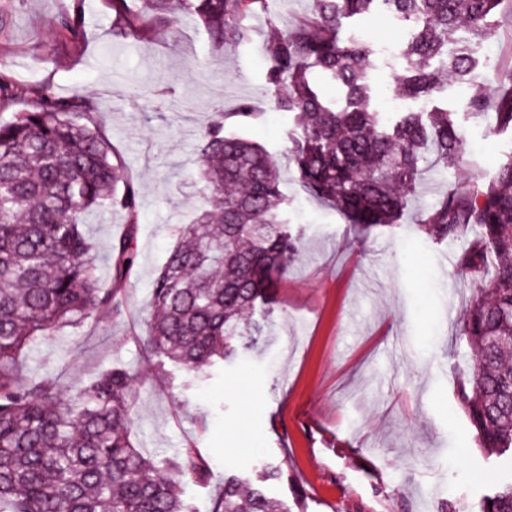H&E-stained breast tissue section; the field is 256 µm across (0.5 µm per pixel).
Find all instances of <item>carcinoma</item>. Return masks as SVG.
Listing matches in <instances>:
<instances>
[{
	"label": "carcinoma",
	"mask_w": 512,
	"mask_h": 512,
	"mask_svg": "<svg viewBox=\"0 0 512 512\" xmlns=\"http://www.w3.org/2000/svg\"><path fill=\"white\" fill-rule=\"evenodd\" d=\"M266 0H141L147 33L173 10L194 14L211 40L232 52L244 36L242 21ZM502 0H313L309 19L273 34L264 44L263 94L279 112L297 113L299 135L289 150L299 179L348 223L393 224L420 174L465 160L463 134L448 110L405 112L393 124L373 106L368 71L359 62L373 50L343 42L345 18L384 8L410 22L402 51L400 98L432 96L442 72L461 83L474 66L458 44L464 29L476 41L489 36L488 19ZM83 0L55 20L77 37ZM334 81L327 100L312 79ZM23 94L0 70V108ZM29 108L0 118V512H188L180 485L212 479L193 447L181 449L161 473L131 438L136 375L110 367L79 384L66 400L50 378L21 375L22 351L63 326L122 314L121 285L133 270L139 193L120 166L94 113L78 94L60 98L44 86L28 90ZM479 116L493 110L488 135L512 132V89L495 96L472 91ZM225 113H213L201 133L197 160L206 195L195 225L168 252L151 294L147 351L200 373L232 358L241 316L267 295L295 250L283 217L275 161L252 140L225 131ZM96 209L120 212L126 231L111 245L114 286L97 274L85 217ZM439 240H462L461 275L485 282L461 320V335L475 353L456 397L475 430L479 448L507 457V475L479 502V512H512V152L485 182L454 186L419 220ZM503 337L493 345L490 338ZM284 476L269 465L259 484L244 489L235 474L212 512H288L263 484Z\"/></svg>",
	"instance_id": "cac0c4a2"
}]
</instances>
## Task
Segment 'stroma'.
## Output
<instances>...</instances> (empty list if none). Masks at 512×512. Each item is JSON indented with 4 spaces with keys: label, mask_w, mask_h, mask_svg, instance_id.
Returning a JSON list of instances; mask_svg holds the SVG:
<instances>
[{
    "label": "stroma",
    "mask_w": 512,
    "mask_h": 512,
    "mask_svg": "<svg viewBox=\"0 0 512 512\" xmlns=\"http://www.w3.org/2000/svg\"><path fill=\"white\" fill-rule=\"evenodd\" d=\"M70 4L0 0V68L96 108L113 162L139 191V258L122 285L123 314L59 328L26 350V375L68 386L111 366L141 374L132 434L159 463L196 445L214 473L210 484H182L198 512H210L225 473L252 477L270 464L288 471L269 485L270 495L305 512H437L442 503L450 512H478L498 470L477 447L456 389L471 365L460 318L482 284L452 262L440 266L463 243L435 240L418 221L449 185L484 178L512 150V135L487 136L486 120L467 102L469 88L496 91L512 69V0L491 15L468 84L444 82L433 97L465 135L463 165L441 177L424 173L397 223L367 229L305 189L288 160L295 118L275 112L262 94L268 31L294 28L311 14V0H267L228 54L197 17L179 11L132 38L133 15L119 14L111 0H86L78 38L56 36L52 22ZM337 35L372 46L380 112L423 110L419 101L393 102L402 65L379 52L401 47L408 22L381 11L343 20ZM244 99L258 113L246 124L235 114ZM219 107L226 130L255 140L277 163L297 244L271 299L250 314L261 335L235 361L194 377L160 364L142 338L156 274L203 196L195 160ZM125 228L116 212L89 219L103 284L111 282L110 243Z\"/></svg>",
    "instance_id": "35a3bbf8"
}]
</instances>
